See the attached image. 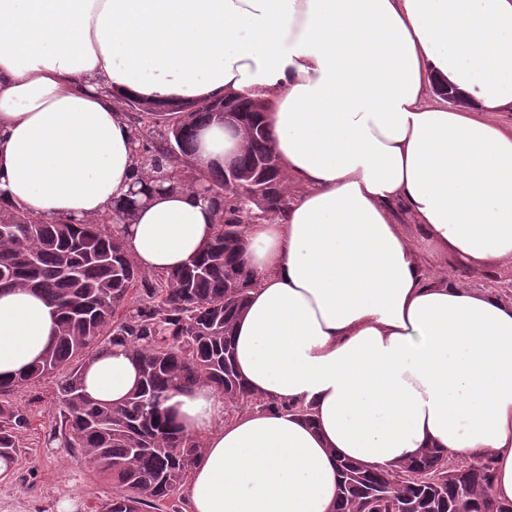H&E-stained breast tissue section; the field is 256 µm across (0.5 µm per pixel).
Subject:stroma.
Segmentation results:
<instances>
[{"instance_id":"35a3bbf8","label":"stroma","mask_w":512,"mask_h":512,"mask_svg":"<svg viewBox=\"0 0 512 512\" xmlns=\"http://www.w3.org/2000/svg\"><path fill=\"white\" fill-rule=\"evenodd\" d=\"M421 262L430 276L446 275L476 291L485 278L512 273L511 263L476 268L443 254H423ZM17 399L27 406L31 427L10 475L0 478V512H61L66 503L71 512H100L112 496L111 483L95 477L81 457L45 443L57 413L54 383L42 380L22 389Z\"/></svg>"}]
</instances>
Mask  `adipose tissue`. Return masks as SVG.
I'll list each match as a JSON object with an SVG mask.
<instances>
[{
	"label": "adipose tissue",
	"mask_w": 512,
	"mask_h": 512,
	"mask_svg": "<svg viewBox=\"0 0 512 512\" xmlns=\"http://www.w3.org/2000/svg\"><path fill=\"white\" fill-rule=\"evenodd\" d=\"M238 93L263 103L297 193L246 229L235 363L256 396L313 415L171 392L167 414L205 441L190 512H333L337 460L382 469L423 448L491 455V494L512 502V303L419 261L512 262V0H0V206L98 218L132 183L122 100ZM215 227L181 188L116 230L165 272ZM56 324L42 297L0 291V380L40 360ZM138 382L120 347L84 372L85 394L115 406Z\"/></svg>",
	"instance_id": "adipose-tissue-1"
}]
</instances>
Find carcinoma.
I'll return each instance as SVG.
<instances>
[{
  "label": "carcinoma",
  "instance_id": "obj_1",
  "mask_svg": "<svg viewBox=\"0 0 512 512\" xmlns=\"http://www.w3.org/2000/svg\"><path fill=\"white\" fill-rule=\"evenodd\" d=\"M230 101L240 111L244 146L224 171L203 176L219 223L202 252L182 267L149 273L123 241L96 221H49L22 210L0 209V289L41 293L58 313L45 357L14 379L0 381V476L9 474L22 448L30 417L14 401L20 388L65 371L57 384L59 416L48 441L80 453L91 471L112 483L105 512H183L181 487L204 449V440L178 430L163 404L175 390L199 384L224 396L231 412L262 409L311 415L304 406L265 403L254 397L235 366L234 331L252 286L243 260L244 216L265 220L288 209V185L280 168L261 164L274 156L261 104L245 94ZM131 133L168 174L169 190L194 187L181 178L191 170L193 141L214 116L184 113L177 149L169 151V114L131 112ZM122 346L140 366L139 386L119 407L90 400L82 374L97 350ZM493 460L466 458L440 448L386 469L352 461L337 464L335 512H512L491 497Z\"/></svg>",
  "mask_w": 512,
  "mask_h": 512
}]
</instances>
